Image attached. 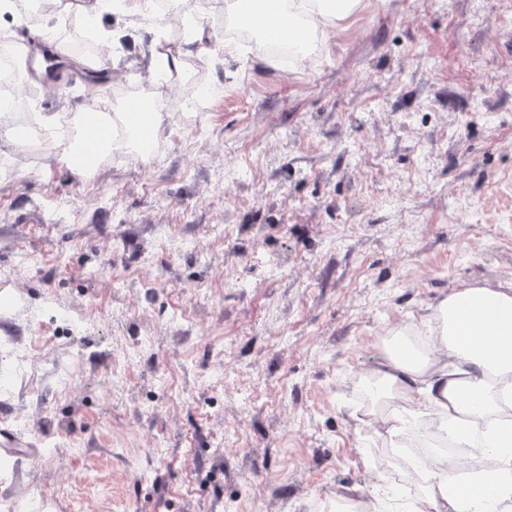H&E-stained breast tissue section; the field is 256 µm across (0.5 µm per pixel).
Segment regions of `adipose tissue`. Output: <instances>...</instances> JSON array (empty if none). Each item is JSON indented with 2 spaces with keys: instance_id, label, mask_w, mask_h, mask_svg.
<instances>
[{
  "instance_id": "ef3b65f1",
  "label": "adipose tissue",
  "mask_w": 512,
  "mask_h": 512,
  "mask_svg": "<svg viewBox=\"0 0 512 512\" xmlns=\"http://www.w3.org/2000/svg\"><path fill=\"white\" fill-rule=\"evenodd\" d=\"M359 0H225L232 19L241 14L267 18L264 35L305 44L306 32L332 20L347 18ZM157 79L184 77L186 60L219 48L204 14L189 15L186 35L171 42L161 26L138 35ZM118 119L125 133L148 130L157 135L161 116L114 113L112 101L101 97L92 112H53L40 116L49 129L64 125L74 136L65 140L57 158L74 168L85 138L103 122ZM375 401L404 400L406 413L377 412L387 437L402 436L412 422L427 417L448 444L470 449L482 467L460 481L465 459L430 455L410 461L425 483L413 512H512V282L474 281L453 289L419 324L391 331L383 357L364 377Z\"/></svg>"
}]
</instances>
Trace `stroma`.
Returning <instances> with one entry per match:
<instances>
[{"mask_svg": "<svg viewBox=\"0 0 512 512\" xmlns=\"http://www.w3.org/2000/svg\"><path fill=\"white\" fill-rule=\"evenodd\" d=\"M309 44L285 69L239 44L199 58L186 83L220 95L198 120L160 105L154 153L79 175L55 136L0 151V424L37 444L0 468V512L34 489L48 512H329L381 470L399 512L422 495L360 423L359 379L388 330L512 280V0H362ZM102 63L152 81L134 41ZM105 93L76 64L15 117ZM95 190L111 207L62 209Z\"/></svg>", "mask_w": 512, "mask_h": 512, "instance_id": "stroma-1", "label": "stroma"}]
</instances>
